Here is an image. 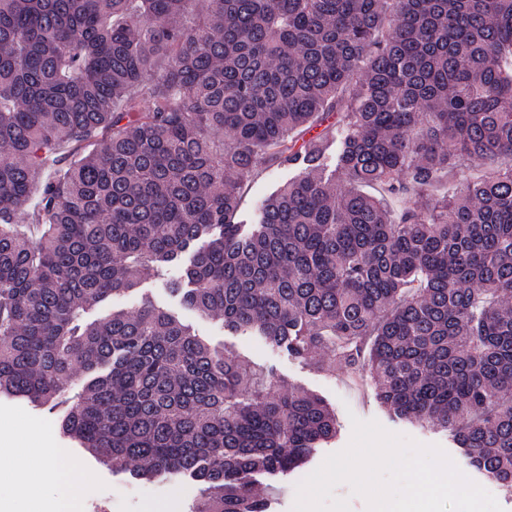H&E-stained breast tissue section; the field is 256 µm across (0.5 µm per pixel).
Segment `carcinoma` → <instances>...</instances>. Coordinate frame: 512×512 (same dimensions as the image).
Wrapping results in <instances>:
<instances>
[{
	"label": "carcinoma",
	"mask_w": 512,
	"mask_h": 512,
	"mask_svg": "<svg viewBox=\"0 0 512 512\" xmlns=\"http://www.w3.org/2000/svg\"><path fill=\"white\" fill-rule=\"evenodd\" d=\"M344 113L331 177L316 128ZM512 0H0V394L190 512H270L336 437L320 397L197 336L181 302L366 377L512 489ZM303 164L234 223L244 177ZM451 169L465 177L439 194ZM37 193L30 224L18 214Z\"/></svg>",
	"instance_id": "carcinoma-1"
}]
</instances>
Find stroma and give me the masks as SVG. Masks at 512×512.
<instances>
[{"label": "stroma", "instance_id": "obj_1", "mask_svg": "<svg viewBox=\"0 0 512 512\" xmlns=\"http://www.w3.org/2000/svg\"><path fill=\"white\" fill-rule=\"evenodd\" d=\"M299 167L279 165L260 167L245 180L236 223L251 225L257 222L260 207L280 185L298 175ZM180 268L164 271L161 277L144 281L133 292L112 299L90 311V318L106 316L114 309L135 308L142 296H149L158 305L176 313L193 326L198 334L212 344L224 347L226 353L236 354L255 364L272 368L284 385H295L316 394L330 404L339 424L337 437L317 449L311 461L287 476L269 478L257 476L261 496L270 500L272 512H292L295 486L318 468L326 456L343 450L352 435V418L377 420L386 429L409 436L423 444L440 445L459 468L472 467L470 457L459 448L449 432L436 427H424L391 415L375 399L372 391L358 379L342 370L323 372L313 364L293 358L273 347L264 338L224 329L220 320L201 315L171 295L166 282L179 277ZM59 412L38 407L29 400L0 396V431L15 433L22 447L34 449L50 441L66 449L65 463L78 480L46 487L40 497L30 499L17 491L10 469L0 470V512H53L56 503L75 496L78 512H189L199 499L202 485L185 476H162L152 481L135 480L123 471L120 462L104 465L83 449L70 446L59 429Z\"/></svg>", "mask_w": 512, "mask_h": 512}]
</instances>
